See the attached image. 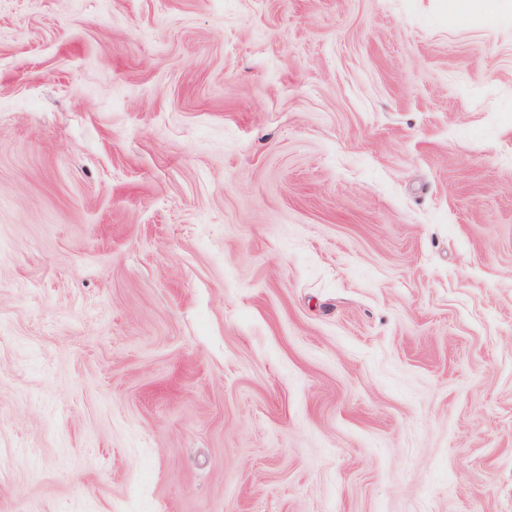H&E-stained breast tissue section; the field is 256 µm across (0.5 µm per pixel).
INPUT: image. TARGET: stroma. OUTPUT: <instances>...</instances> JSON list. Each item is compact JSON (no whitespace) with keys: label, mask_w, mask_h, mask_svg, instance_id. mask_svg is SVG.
<instances>
[{"label":"stroma","mask_w":512,"mask_h":512,"mask_svg":"<svg viewBox=\"0 0 512 512\" xmlns=\"http://www.w3.org/2000/svg\"><path fill=\"white\" fill-rule=\"evenodd\" d=\"M0 512H512V11L0 0Z\"/></svg>","instance_id":"1"}]
</instances>
